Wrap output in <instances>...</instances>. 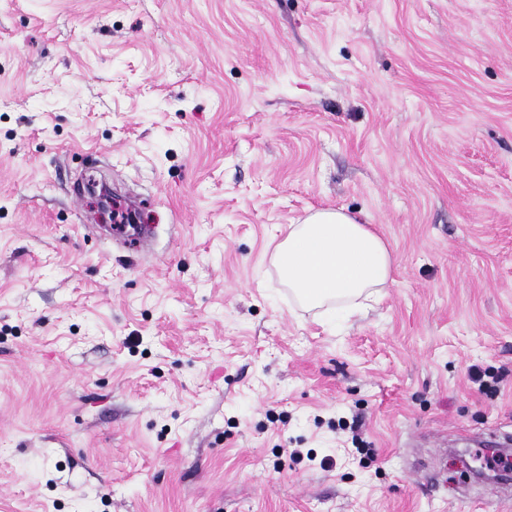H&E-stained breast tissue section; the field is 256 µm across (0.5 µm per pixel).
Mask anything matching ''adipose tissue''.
<instances>
[{"instance_id": "obj_1", "label": "adipose tissue", "mask_w": 512, "mask_h": 512, "mask_svg": "<svg viewBox=\"0 0 512 512\" xmlns=\"http://www.w3.org/2000/svg\"><path fill=\"white\" fill-rule=\"evenodd\" d=\"M274 262L303 305L335 307L349 318L392 281L391 252L375 229L339 209L307 213L289 225Z\"/></svg>"}]
</instances>
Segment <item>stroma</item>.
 <instances>
[{
    "label": "stroma",
    "mask_w": 512,
    "mask_h": 512,
    "mask_svg": "<svg viewBox=\"0 0 512 512\" xmlns=\"http://www.w3.org/2000/svg\"><path fill=\"white\" fill-rule=\"evenodd\" d=\"M312 209L392 250L364 317L279 277ZM493 445L512 0H0V512H512Z\"/></svg>",
    "instance_id": "stroma-1"
}]
</instances>
